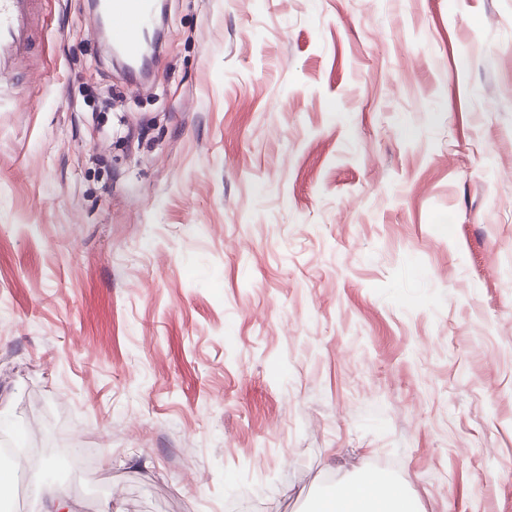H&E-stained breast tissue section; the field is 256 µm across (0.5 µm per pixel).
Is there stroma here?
I'll list each match as a JSON object with an SVG mask.
<instances>
[{
    "label": "stroma",
    "instance_id": "stroma-1",
    "mask_svg": "<svg viewBox=\"0 0 512 512\" xmlns=\"http://www.w3.org/2000/svg\"><path fill=\"white\" fill-rule=\"evenodd\" d=\"M89 12L0 105V441L74 512H512V0H168L138 83ZM317 512H419L404 488L374 472L323 497Z\"/></svg>",
    "mask_w": 512,
    "mask_h": 512
}]
</instances>
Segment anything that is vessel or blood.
Listing matches in <instances>:
<instances>
[{"label":"vessel or blood","mask_w":512,"mask_h":512,"mask_svg":"<svg viewBox=\"0 0 512 512\" xmlns=\"http://www.w3.org/2000/svg\"><path fill=\"white\" fill-rule=\"evenodd\" d=\"M38 0H0V81L15 75L30 55ZM110 40L127 61H136L145 30L154 18V0H99Z\"/></svg>","instance_id":"obj_1"}]
</instances>
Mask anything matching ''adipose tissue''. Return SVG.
<instances>
[{"label": "adipose tissue", "instance_id": "ef3b65f1", "mask_svg": "<svg viewBox=\"0 0 512 512\" xmlns=\"http://www.w3.org/2000/svg\"><path fill=\"white\" fill-rule=\"evenodd\" d=\"M317 512H417V509L399 483L370 472L343 485L332 496L322 498Z\"/></svg>", "mask_w": 512, "mask_h": 512}]
</instances>
